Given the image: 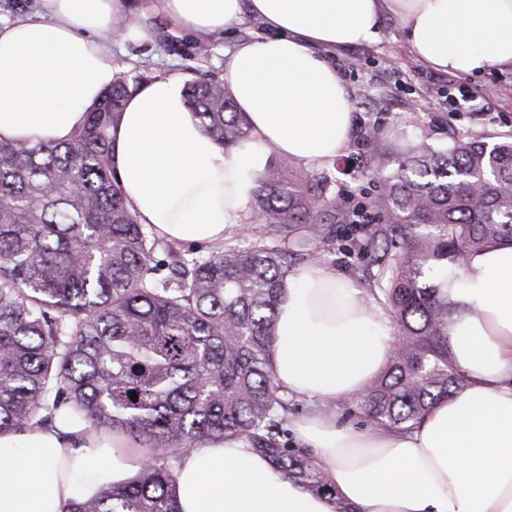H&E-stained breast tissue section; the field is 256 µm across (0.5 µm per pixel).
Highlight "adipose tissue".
<instances>
[{"mask_svg": "<svg viewBox=\"0 0 512 512\" xmlns=\"http://www.w3.org/2000/svg\"><path fill=\"white\" fill-rule=\"evenodd\" d=\"M174 26L210 42L260 17L269 33L241 43L224 83L250 128L219 147L178 76L129 96L111 131L112 161L139 223L174 242L218 245L244 225L253 175L269 154L318 166L350 141L352 106L328 51L378 41L397 18L411 52L467 76L512 67V0H158ZM128 0H38L0 26V141L63 142L116 74L113 21ZM448 350L465 381L406 432L357 429L326 411L382 369L394 333L381 304L336 267L290 273L270 356L276 381L304 400L293 422L336 495L311 492L240 439H210L176 469L180 512H512V243L448 265ZM149 458L126 436L85 423L0 434V512H62L102 486L131 481Z\"/></svg>", "mask_w": 512, "mask_h": 512, "instance_id": "obj_1", "label": "adipose tissue"}]
</instances>
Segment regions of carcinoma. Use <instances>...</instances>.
Here are the masks:
<instances>
[{
	"label": "carcinoma",
	"mask_w": 512,
	"mask_h": 512,
	"mask_svg": "<svg viewBox=\"0 0 512 512\" xmlns=\"http://www.w3.org/2000/svg\"><path fill=\"white\" fill-rule=\"evenodd\" d=\"M129 94L116 79L66 142H0V433L62 415L156 449L132 481L63 512H180V456L230 437L333 496L312 454L288 443L296 404L268 351L292 262L335 248L336 224L367 232V298L397 333L381 374L346 405L366 424L413 429L463 382L448 357L439 268L512 241V142L412 146L383 178L374 224L326 193L327 176L268 171L250 204L259 236L186 260L138 223L113 170L110 128ZM185 96L218 146L248 137L224 85L193 83Z\"/></svg>",
	"instance_id": "cac0c4a2"
}]
</instances>
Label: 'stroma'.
<instances>
[{"mask_svg":"<svg viewBox=\"0 0 512 512\" xmlns=\"http://www.w3.org/2000/svg\"><path fill=\"white\" fill-rule=\"evenodd\" d=\"M131 2L127 21L147 30L149 38H113L109 59L122 77L154 80L176 74L187 84L219 82L234 49L267 32L260 18L249 16L203 48L192 35L175 29L152 0ZM330 59L345 82L354 124L345 153L323 169L351 204L363 206L366 223L375 221L370 203L380 183L367 178L364 169L370 165L380 176L391 173L407 140L424 136L441 146L460 136L490 143L512 137V69L492 66L482 75L465 78L464 89L450 86L447 73L435 71L410 52L394 17H385L377 43L337 50ZM376 138L383 140L386 151L375 157L370 143ZM355 239L345 225H337L336 249L323 261L364 287L369 257Z\"/></svg>","mask_w":512,"mask_h":512,"instance_id":"obj_1","label":"stroma"}]
</instances>
